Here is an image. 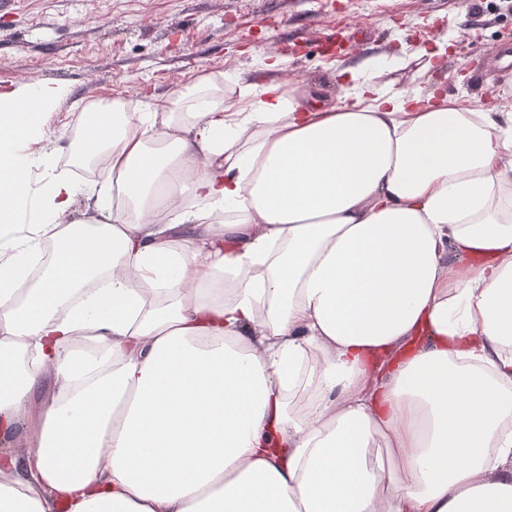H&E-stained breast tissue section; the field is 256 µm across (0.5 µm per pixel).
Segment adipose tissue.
I'll return each instance as SVG.
<instances>
[{
    "label": "adipose tissue",
    "instance_id": "1",
    "mask_svg": "<svg viewBox=\"0 0 512 512\" xmlns=\"http://www.w3.org/2000/svg\"><path fill=\"white\" fill-rule=\"evenodd\" d=\"M388 62L89 108L102 183L0 94V512H512V97Z\"/></svg>",
    "mask_w": 512,
    "mask_h": 512
}]
</instances>
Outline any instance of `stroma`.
Instances as JSON below:
<instances>
[{
  "mask_svg": "<svg viewBox=\"0 0 512 512\" xmlns=\"http://www.w3.org/2000/svg\"><path fill=\"white\" fill-rule=\"evenodd\" d=\"M447 40L443 65L420 76L412 56ZM501 44L505 57L482 56ZM281 61L264 66L266 54ZM402 55L379 71L395 89L442 85L473 105H492L512 90V9L503 0H7L0 5V92L33 82L71 90L58 105L46 151L59 174L72 163L71 135L83 104L104 99L141 105L168 97L208 72L225 90L281 83L316 90L340 103L336 74L366 58Z\"/></svg>",
  "mask_w": 512,
  "mask_h": 512,
  "instance_id": "35a3bbf8",
  "label": "stroma"
}]
</instances>
